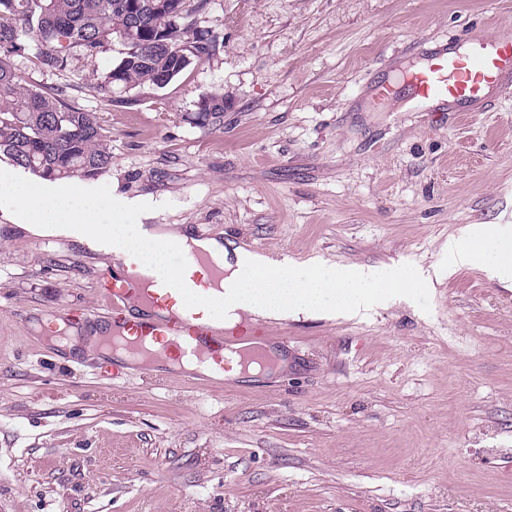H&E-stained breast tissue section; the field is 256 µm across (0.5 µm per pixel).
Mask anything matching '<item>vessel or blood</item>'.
<instances>
[{
  "label": "vessel or blood",
  "instance_id": "vessel-or-blood-1",
  "mask_svg": "<svg viewBox=\"0 0 512 512\" xmlns=\"http://www.w3.org/2000/svg\"><path fill=\"white\" fill-rule=\"evenodd\" d=\"M512 96V27L500 26L494 38L473 35L432 50L422 65L406 72L400 83H374L369 87L373 103L382 104L405 94L412 111L476 112L489 101L491 92ZM187 307L197 306L202 296L182 275L161 278L155 291L140 288L132 277L121 278L101 294L99 307L78 315L62 314L64 323L105 320L112 327V377L126 375L131 363L127 352L140 356V370L149 371L155 361L195 359L223 367L233 360L264 365L268 355L265 325L256 323L241 331L227 332L207 322L171 313L174 297Z\"/></svg>",
  "mask_w": 512,
  "mask_h": 512
}]
</instances>
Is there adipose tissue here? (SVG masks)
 Here are the masks:
<instances>
[{"mask_svg": "<svg viewBox=\"0 0 512 512\" xmlns=\"http://www.w3.org/2000/svg\"><path fill=\"white\" fill-rule=\"evenodd\" d=\"M101 191L88 183L54 184L32 192L16 174L0 180V211L34 237L67 236L80 247L100 250V237L112 253L136 258L143 273L168 275L173 266L168 244L207 252L228 271L234 307L249 318L285 320L322 314L346 317L360 306L379 305L396 293L429 282L424 272L379 266H339L326 261L297 271L288 261L235 246L219 238H198L186 226L145 230L155 210L141 198L113 199L109 213L98 211ZM448 266H480L490 277L512 282V226L472 224L448 239Z\"/></svg>", "mask_w": 512, "mask_h": 512, "instance_id": "obj_1", "label": "adipose tissue"}]
</instances>
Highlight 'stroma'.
Returning a JSON list of instances; mask_svg holds the SVG:
<instances>
[{
  "label": "stroma",
  "mask_w": 512,
  "mask_h": 512,
  "mask_svg": "<svg viewBox=\"0 0 512 512\" xmlns=\"http://www.w3.org/2000/svg\"><path fill=\"white\" fill-rule=\"evenodd\" d=\"M512 23V0H210L211 54L104 101L117 49L27 87L97 113L102 204L157 201L302 270L447 265L468 224L512 225V97L481 112L372 108L437 45ZM209 93L223 127L200 122ZM114 256L20 233L0 213V512H512V288L464 267L353 318L268 322L287 366L230 380L65 355L56 315L97 308ZM224 95L209 94L203 96L198 103V119L212 126H220L224 120Z\"/></svg>",
  "instance_id": "obj_1"
}]
</instances>
